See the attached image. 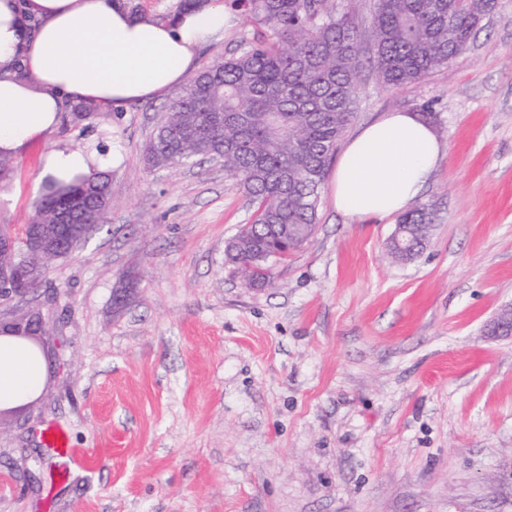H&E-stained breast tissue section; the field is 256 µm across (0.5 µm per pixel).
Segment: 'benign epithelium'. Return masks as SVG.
I'll use <instances>...</instances> for the list:
<instances>
[{
    "label": "benign epithelium",
    "instance_id": "obj_1",
    "mask_svg": "<svg viewBox=\"0 0 512 512\" xmlns=\"http://www.w3.org/2000/svg\"><path fill=\"white\" fill-rule=\"evenodd\" d=\"M89 230L90 225L74 220L73 212L62 210L49 224H26L17 233L0 235V253L22 259L20 263L0 267V305L20 301L35 289L34 266L23 262V259L34 257L52 261L67 256ZM492 335L512 337L511 307L502 309L498 314L493 322Z\"/></svg>",
    "mask_w": 512,
    "mask_h": 512
}]
</instances>
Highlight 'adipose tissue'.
Instances as JSON below:
<instances>
[{
  "mask_svg": "<svg viewBox=\"0 0 512 512\" xmlns=\"http://www.w3.org/2000/svg\"><path fill=\"white\" fill-rule=\"evenodd\" d=\"M232 26L223 0H197L163 22L131 13L124 0H0V155L18 157L53 133L66 104L113 112L181 85L199 49ZM441 152L418 115L389 113L346 143L332 182L336 210L358 220L404 212ZM112 163L58 146L43 155L40 178L70 184ZM47 371L38 348L0 332V408L34 398Z\"/></svg>",
  "mask_w": 512,
  "mask_h": 512,
  "instance_id": "ef3b65f1",
  "label": "adipose tissue"
}]
</instances>
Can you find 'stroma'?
Returning a JSON list of instances; mask_svg holds the SVG:
<instances>
[{
	"label": "stroma",
	"instance_id": "stroma-1",
	"mask_svg": "<svg viewBox=\"0 0 512 512\" xmlns=\"http://www.w3.org/2000/svg\"><path fill=\"white\" fill-rule=\"evenodd\" d=\"M206 67L261 27L237 0ZM179 94L73 121L0 172V224L30 223L43 152L121 155L107 222L24 307L50 325L41 393L0 414V512H512V0L468 52L385 87L364 64L345 135L431 107L444 150L418 204L432 236L408 261L395 230L337 212L323 185L310 238L246 285L224 247L254 208L222 162L148 168ZM70 439L57 453L44 429Z\"/></svg>",
	"mask_w": 512,
	"mask_h": 512
}]
</instances>
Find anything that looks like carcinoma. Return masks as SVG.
<instances>
[{
    "label": "carcinoma",
    "instance_id": "cac0c4a2",
    "mask_svg": "<svg viewBox=\"0 0 512 512\" xmlns=\"http://www.w3.org/2000/svg\"><path fill=\"white\" fill-rule=\"evenodd\" d=\"M264 29L238 55L209 65L146 143V165L220 159L254 204L252 221L228 240L225 260L256 286L274 278L265 260L304 242L317 221L321 188L337 145L355 115L365 54L382 83L400 87L463 55L495 0H375L369 44L335 0H246ZM105 174L42 198L34 219L62 207L88 208ZM435 210L401 216L409 242L423 241Z\"/></svg>",
    "mask_w": 512,
    "mask_h": 512
}]
</instances>
